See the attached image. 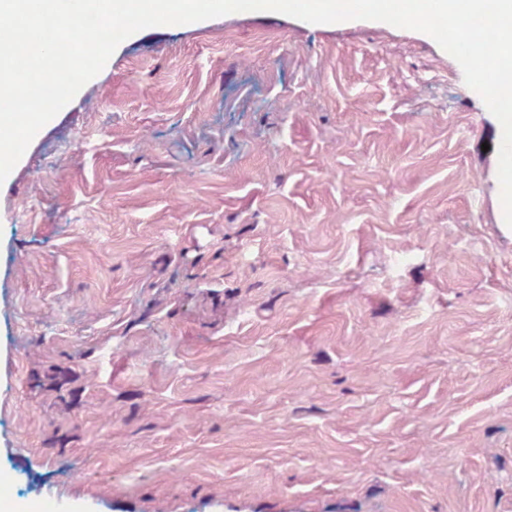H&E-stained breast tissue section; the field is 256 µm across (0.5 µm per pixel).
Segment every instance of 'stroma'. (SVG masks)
<instances>
[{
  "instance_id": "35a3bbf8",
  "label": "stroma",
  "mask_w": 512,
  "mask_h": 512,
  "mask_svg": "<svg viewBox=\"0 0 512 512\" xmlns=\"http://www.w3.org/2000/svg\"><path fill=\"white\" fill-rule=\"evenodd\" d=\"M496 144L419 31L123 40L0 183V507L512 512Z\"/></svg>"
}]
</instances>
